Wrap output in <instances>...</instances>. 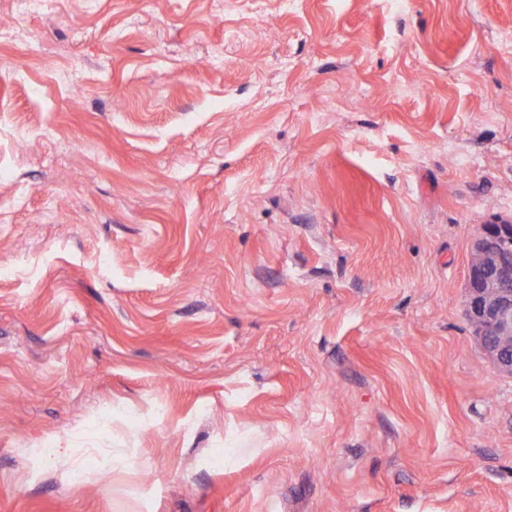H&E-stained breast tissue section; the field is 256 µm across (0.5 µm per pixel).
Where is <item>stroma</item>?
I'll return each mask as SVG.
<instances>
[{
  "label": "stroma",
  "instance_id": "1",
  "mask_svg": "<svg viewBox=\"0 0 512 512\" xmlns=\"http://www.w3.org/2000/svg\"><path fill=\"white\" fill-rule=\"evenodd\" d=\"M222 2L0 39V512H512V0ZM501 224H486L471 245L466 315L501 373L512 376V249Z\"/></svg>",
  "mask_w": 512,
  "mask_h": 512
}]
</instances>
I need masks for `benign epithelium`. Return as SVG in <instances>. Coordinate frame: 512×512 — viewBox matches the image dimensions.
Instances as JSON below:
<instances>
[{"label": "benign epithelium", "instance_id": "benign-epithelium-1", "mask_svg": "<svg viewBox=\"0 0 512 512\" xmlns=\"http://www.w3.org/2000/svg\"><path fill=\"white\" fill-rule=\"evenodd\" d=\"M506 232L487 224L471 245L466 279V315L481 346L501 373L512 376V249Z\"/></svg>", "mask_w": 512, "mask_h": 512}]
</instances>
